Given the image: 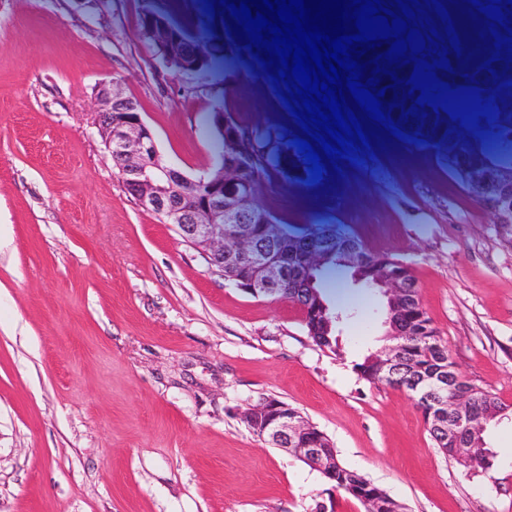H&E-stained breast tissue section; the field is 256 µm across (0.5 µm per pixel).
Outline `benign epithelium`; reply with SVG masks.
<instances>
[{
    "instance_id": "benign-epithelium-1",
    "label": "benign epithelium",
    "mask_w": 512,
    "mask_h": 512,
    "mask_svg": "<svg viewBox=\"0 0 512 512\" xmlns=\"http://www.w3.org/2000/svg\"><path fill=\"white\" fill-rule=\"evenodd\" d=\"M98 94L104 102L97 119L105 146L125 189L139 205L176 225L181 236L195 245L208 265L224 278L235 280L239 272L247 273L248 278L239 281L237 287L254 296L282 293L299 297L304 315L323 318L325 330H330L327 306L314 290L313 275L330 252L327 244L308 243L301 253L294 248L278 253L276 248L258 242L249 231L248 225L267 224L271 218L252 208L249 173L259 155L251 142L240 138L234 116L221 113L219 127L225 151L220 171L191 179L162 162L154 135L138 106L116 83L103 84ZM475 182L484 206L495 214L497 223L512 225V170L490 165L475 177ZM342 248L348 264L354 267L355 281H361L367 259L351 239L342 240ZM375 285L382 289L390 307L407 316L404 329L396 335L430 334L431 324L421 315L417 284L407 265L382 269ZM370 363L389 380L395 379V372L401 369L390 346L372 355ZM462 381L450 357L421 372L419 380L403 392L416 403L426 426L439 433L441 446L448 454L465 447L476 462L486 457L487 451L474 442L463 445L461 436L483 431L488 417L473 410V390ZM239 416L270 445L308 462L323 476L336 479L341 466L325 452L333 447L332 441L290 405L266 397L248 405Z\"/></svg>"
}]
</instances>
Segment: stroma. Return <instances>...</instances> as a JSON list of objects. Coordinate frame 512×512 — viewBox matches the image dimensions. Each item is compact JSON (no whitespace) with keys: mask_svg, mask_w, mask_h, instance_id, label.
Returning a JSON list of instances; mask_svg holds the SVG:
<instances>
[{"mask_svg":"<svg viewBox=\"0 0 512 512\" xmlns=\"http://www.w3.org/2000/svg\"><path fill=\"white\" fill-rule=\"evenodd\" d=\"M148 8L205 36V70L142 37ZM213 24L203 0H0V512H314L330 496L364 512L244 425L263 397L406 512H512V226L457 186L444 151L413 142L362 151L314 211L294 133L272 117L288 107ZM111 82L166 164L213 171V117L231 112L294 160L268 195L289 235L358 239L410 267L459 372L505 408L484 433L491 470L442 455L407 394L354 372L386 343L377 290L330 276L338 347H319L296 303L225 281L138 205L96 123Z\"/></svg>","mask_w":512,"mask_h":512,"instance_id":"stroma-1","label":"stroma"}]
</instances>
